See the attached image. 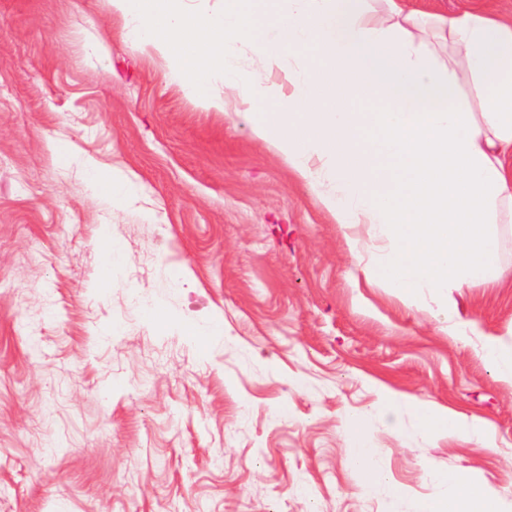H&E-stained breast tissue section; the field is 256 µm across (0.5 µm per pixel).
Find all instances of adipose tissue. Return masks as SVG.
I'll use <instances>...</instances> for the list:
<instances>
[{"label": "adipose tissue", "instance_id": "1", "mask_svg": "<svg viewBox=\"0 0 512 512\" xmlns=\"http://www.w3.org/2000/svg\"><path fill=\"white\" fill-rule=\"evenodd\" d=\"M136 46L206 108L225 94L286 158L335 223L374 225L376 265L414 294L496 278L512 224V16L410 0H109ZM287 67L289 93L256 82L247 55ZM426 434L491 442L411 397H390ZM413 512H495L476 485L434 476Z\"/></svg>", "mask_w": 512, "mask_h": 512}]
</instances>
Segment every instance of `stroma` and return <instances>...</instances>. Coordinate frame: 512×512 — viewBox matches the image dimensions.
<instances>
[{
    "instance_id": "obj_1",
    "label": "stroma",
    "mask_w": 512,
    "mask_h": 512,
    "mask_svg": "<svg viewBox=\"0 0 512 512\" xmlns=\"http://www.w3.org/2000/svg\"><path fill=\"white\" fill-rule=\"evenodd\" d=\"M241 110L170 83L109 0H0V512H407L436 471L512 512V388L480 353L512 345V228L498 281L367 280L373 225L336 224ZM53 139L123 169L135 205L106 206ZM384 388L493 444L422 434ZM351 416L407 499L346 466Z\"/></svg>"
}]
</instances>
